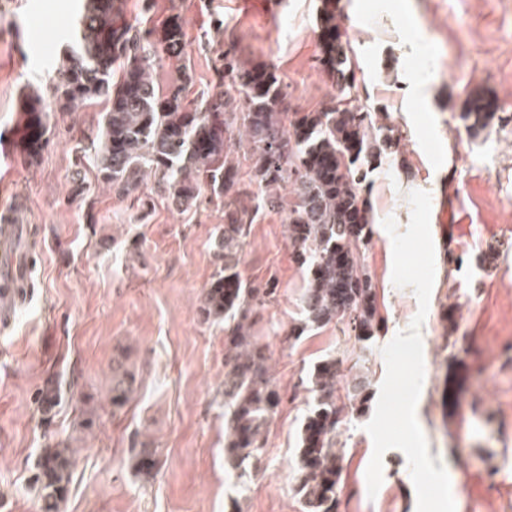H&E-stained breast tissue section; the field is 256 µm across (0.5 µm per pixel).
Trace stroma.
Segmentation results:
<instances>
[{
  "instance_id": "stroma-1",
  "label": "stroma",
  "mask_w": 512,
  "mask_h": 512,
  "mask_svg": "<svg viewBox=\"0 0 512 512\" xmlns=\"http://www.w3.org/2000/svg\"><path fill=\"white\" fill-rule=\"evenodd\" d=\"M73 0H0V212L15 209L27 234L34 292L0 327V512H44L35 476L46 449L70 451L58 512H305L295 450L313 402L308 372L338 361L340 394L355 378L368 400L336 429L343 450L338 512H416L404 454L382 458L367 493L372 418L386 366L381 353L418 310L412 288L392 283L394 218L406 230L409 192L431 196L435 280L421 328L424 381L417 421L443 464L456 512H512V0H336L355 67L356 103L393 128L397 153L369 176L372 234L360 250L376 291V332L349 333L347 318L301 330L307 271L286 214L260 212L246 239L242 279L274 293L252 319L267 344L281 403L260 469L224 461V323L200 314L216 270L213 241L224 212L211 204L148 212L121 200L77 162L103 103L56 111L51 65L63 56ZM127 0L126 17L161 33L180 12L195 90H212L213 44L273 68L290 110L312 112L335 96L320 63L323 0ZM224 23L216 33L214 19ZM41 95L42 149L23 140L29 93ZM487 102L481 125L466 120ZM81 169L84 193L72 197ZM133 373V392L112 403V364ZM57 387L55 407L38 398ZM151 470L136 465L140 453Z\"/></svg>"
}]
</instances>
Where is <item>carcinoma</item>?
<instances>
[{
    "label": "carcinoma",
    "instance_id": "1",
    "mask_svg": "<svg viewBox=\"0 0 512 512\" xmlns=\"http://www.w3.org/2000/svg\"><path fill=\"white\" fill-rule=\"evenodd\" d=\"M125 0H80L69 26L70 49L53 68V103L72 112L92 99L108 104L90 139L98 179L120 198L145 208L154 198L183 212L203 202L224 209V228L214 243L215 275L203 292L200 312L224 320V459L233 469L258 460L265 434L280 403L271 385L267 346L250 332V318L273 291L247 285L241 263L247 225L261 210H288V231L308 268L302 327L323 326L349 314L352 330L374 336L372 279L360 260V245L372 234L363 196L367 176L396 151L392 129L352 104L355 71L342 42L336 8L324 0L320 15V63L338 99L316 112H286L275 70L241 61L224 44L213 72L219 93L190 97L193 75L186 64L188 42L176 12L158 36L126 20ZM179 66L164 84L156 68ZM34 114L27 142L41 140V96L26 103ZM151 179L150 192H137ZM291 186L285 208L281 188ZM336 360L310 373L313 404L298 450V492L307 512H336L342 453L336 427L346 404H338ZM131 392L129 373L112 365V403ZM70 460L49 449L36 482L51 512L69 482Z\"/></svg>",
    "mask_w": 512,
    "mask_h": 512
}]
</instances>
